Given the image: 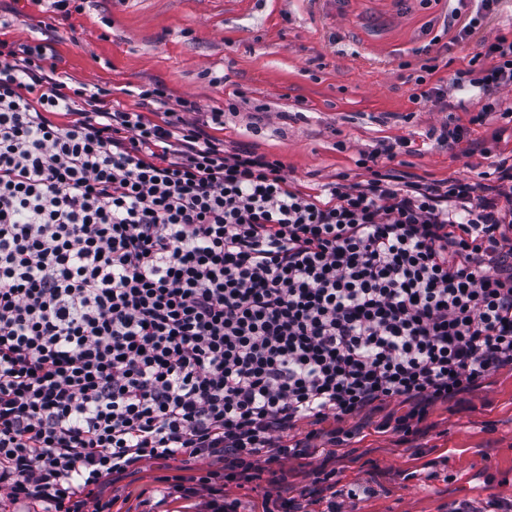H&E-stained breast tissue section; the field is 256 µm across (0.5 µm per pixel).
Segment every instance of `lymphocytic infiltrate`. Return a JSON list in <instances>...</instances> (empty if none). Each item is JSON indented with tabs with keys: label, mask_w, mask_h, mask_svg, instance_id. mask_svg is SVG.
Here are the masks:
<instances>
[{
	"label": "lymphocytic infiltrate",
	"mask_w": 512,
	"mask_h": 512,
	"mask_svg": "<svg viewBox=\"0 0 512 512\" xmlns=\"http://www.w3.org/2000/svg\"><path fill=\"white\" fill-rule=\"evenodd\" d=\"M452 80L425 64L423 105L469 83L512 108V39ZM42 45L0 42V494L109 512L83 485L139 463H224L179 486L241 512L226 483L316 453L300 423L399 399L381 431L512 368V164L427 180L361 154L323 195L280 160L211 136L196 101L140 90L155 122L68 86ZM67 123L58 124L54 115Z\"/></svg>",
	"instance_id": "lymphocytic-infiltrate-1"
}]
</instances>
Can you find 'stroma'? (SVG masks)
<instances>
[{
    "label": "stroma",
    "instance_id": "35a3bbf8",
    "mask_svg": "<svg viewBox=\"0 0 512 512\" xmlns=\"http://www.w3.org/2000/svg\"><path fill=\"white\" fill-rule=\"evenodd\" d=\"M457 0H85L69 16L49 0H0V40L47 44L58 75L111 90L138 110L136 91L162 85L170 99L194 98L203 112L220 108L212 136L257 144L281 160L305 189H321L336 173L358 176L363 152L400 139L403 172L428 179L477 180L491 162L512 163V124L490 116L470 124L476 101L468 88L449 89L443 102L409 100L426 59L439 76L466 69L477 41L512 34V0H501L474 39L442 34ZM443 35L447 49L433 45ZM247 103L225 111L232 93ZM266 105L270 116L250 111ZM469 129L472 153L448 151L427 139L447 120ZM393 400L362 419L359 435L331 458L290 459L286 481L270 469L230 487L248 512H278L325 479L361 486L356 512H448L454 502H512V371L489 375L476 390L431 406L418 434L375 432L383 414H402ZM178 460L142 463L117 482L103 481L94 499L116 500L122 512H148L163 487L179 482Z\"/></svg>",
    "mask_w": 512,
    "mask_h": 512
}]
</instances>
